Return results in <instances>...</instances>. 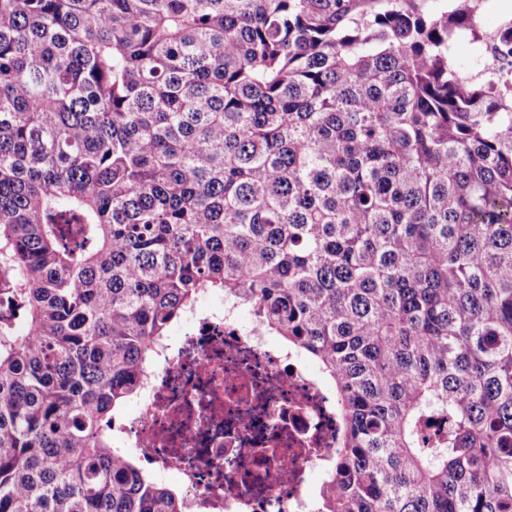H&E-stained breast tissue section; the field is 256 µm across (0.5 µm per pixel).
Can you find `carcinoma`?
<instances>
[{"instance_id": "cac0c4a2", "label": "carcinoma", "mask_w": 512, "mask_h": 512, "mask_svg": "<svg viewBox=\"0 0 512 512\" xmlns=\"http://www.w3.org/2000/svg\"><path fill=\"white\" fill-rule=\"evenodd\" d=\"M462 2L0 0V512H183L109 425L211 292L336 387L317 512H512V22L467 77Z\"/></svg>"}]
</instances>
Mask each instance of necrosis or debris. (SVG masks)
Returning a JSON list of instances; mask_svg holds the SVG:
<instances>
[{
	"label": "necrosis or debris",
	"instance_id": "1",
	"mask_svg": "<svg viewBox=\"0 0 512 512\" xmlns=\"http://www.w3.org/2000/svg\"><path fill=\"white\" fill-rule=\"evenodd\" d=\"M123 451L174 476L183 512H315L314 471L340 448L336 392L304 360L242 326L230 301L195 309L154 359Z\"/></svg>",
	"mask_w": 512,
	"mask_h": 512
}]
</instances>
